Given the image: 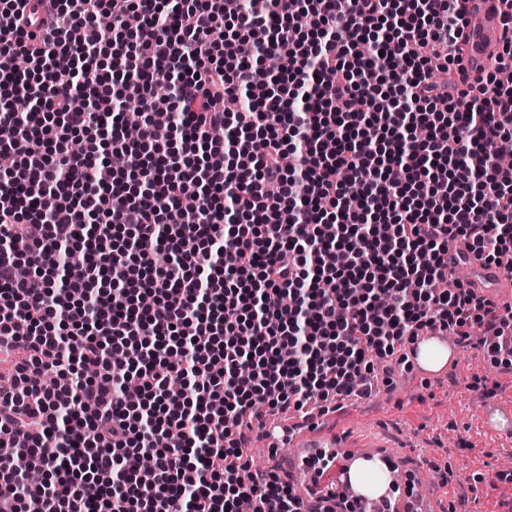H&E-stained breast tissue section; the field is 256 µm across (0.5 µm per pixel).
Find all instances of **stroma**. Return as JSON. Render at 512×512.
<instances>
[{"label":"stroma","instance_id":"35a3bbf8","mask_svg":"<svg viewBox=\"0 0 512 512\" xmlns=\"http://www.w3.org/2000/svg\"><path fill=\"white\" fill-rule=\"evenodd\" d=\"M370 399L349 400L340 426L346 436L384 434L409 449V473L435 490L438 512H502L512 500V440L480 420L487 389L512 403V372L493 365L482 348L461 346L460 365L438 379L416 378L394 365L378 370Z\"/></svg>","mask_w":512,"mask_h":512}]
</instances>
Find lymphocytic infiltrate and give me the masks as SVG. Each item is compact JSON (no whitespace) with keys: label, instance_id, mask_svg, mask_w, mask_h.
I'll return each mask as SVG.
<instances>
[{"label":"lymphocytic infiltrate","instance_id":"1","mask_svg":"<svg viewBox=\"0 0 512 512\" xmlns=\"http://www.w3.org/2000/svg\"><path fill=\"white\" fill-rule=\"evenodd\" d=\"M27 2L0 0V149L17 159L0 176L1 499L303 512L246 454L265 408L327 413L432 331L480 327L512 367V306L448 266L459 241L512 274V169L496 160L512 16L469 84L457 0H51L44 38ZM283 51L271 80L260 62Z\"/></svg>","mask_w":512,"mask_h":512}]
</instances>
